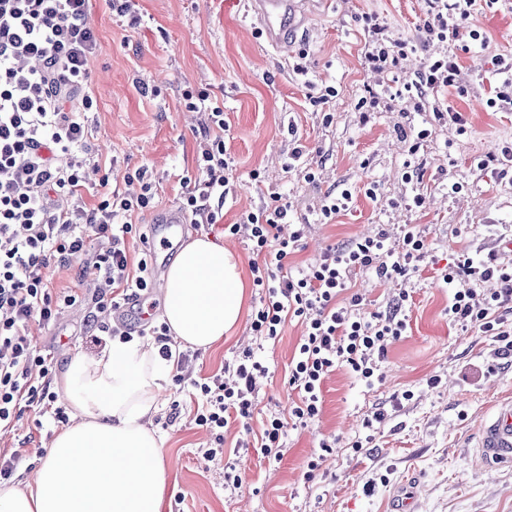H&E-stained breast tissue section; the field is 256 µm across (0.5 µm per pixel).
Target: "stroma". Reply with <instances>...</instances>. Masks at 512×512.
Listing matches in <instances>:
<instances>
[{"label":"stroma","instance_id":"1","mask_svg":"<svg viewBox=\"0 0 512 512\" xmlns=\"http://www.w3.org/2000/svg\"><path fill=\"white\" fill-rule=\"evenodd\" d=\"M242 0H138L139 24L112 10L108 0H91L88 25L96 37L87 70L93 104L81 119L98 166L83 192L96 201L101 176L122 194L137 195L150 183L153 200L135 214L141 227L170 206L181 205L183 178L199 176L198 144L207 116L187 108L186 94H206L224 111V142L236 171L224 201L221 224L189 225L185 240L206 235L223 241L240 262L247 281L246 312L232 333L208 350H188V372L201 380L224 372L244 347L254 345L250 310L257 293L250 281L252 255L242 237L228 236L234 224L264 200L263 190L276 188L291 206L288 219L307 227L302 249L289 265L300 269L330 247L386 229L392 246H401L404 225L417 226L428 250L415 277L407 283L382 280L361 271L351 279L365 313H385L401 289L411 291L402 312L409 327L392 344L382 365L383 379L365 388L344 369H336L323 385L319 418L303 429L289 430L287 452L271 466L256 455L238 457L239 424L224 435V456L201 457L211 436L196 426L197 399L192 388L169 384L165 401L149 428L164 440L168 483L161 512H391L393 498L416 487L415 512H512V466L493 472L475 462L474 445L482 418L498 401L512 399V366L485 373L492 337L479 329L448 321V291L442 270L464 250L499 256L512 238V172L507 176L477 171L474 158L512 142V111L487 108L491 60L512 54V5L495 0L481 6L468 24L480 29L484 43L462 54L466 97L455 105L468 119L469 132L458 135L448 121L418 112L410 100L390 101L384 92L389 75L364 60L368 39L361 14L384 18L386 45L417 41L419 27L431 11V0H309L292 32V46L279 52L260 37ZM304 59L308 77L292 72ZM335 95L324 98L322 87ZM376 103L359 113L356 105L366 89ZM429 129L416 155L424 177L422 208L405 203L410 193L403 175L409 144L398 127ZM302 147L314 182L305 181L285 164L294 147ZM144 178H136V170ZM258 180H251L252 172ZM462 192H448L451 183ZM374 185L376 198L365 189ZM349 189L348 210L326 223L316 213L328 192ZM55 291L81 287L83 304L65 308L53 326L31 322L29 331L60 372L79 353L99 347L86 334L94 310L95 288L80 280L76 265L49 270ZM304 327L286 321L281 335L265 343L261 356L269 372L258 382L259 405L251 421L260 430L269 412L287 411L294 396L288 366ZM439 377L430 387V377ZM408 391L411 400L395 403ZM382 409L372 447L351 448L361 434L363 418ZM62 427L53 410L26 406L13 430L0 433V457L21 455L9 479L26 485ZM334 448L324 455L322 473L306 476L307 462L321 442ZM240 462L241 489L224 487V466Z\"/></svg>","mask_w":512,"mask_h":512}]
</instances>
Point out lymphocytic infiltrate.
<instances>
[{
	"instance_id": "f902f5d3",
	"label": "lymphocytic infiltrate",
	"mask_w": 512,
	"mask_h": 512,
	"mask_svg": "<svg viewBox=\"0 0 512 512\" xmlns=\"http://www.w3.org/2000/svg\"><path fill=\"white\" fill-rule=\"evenodd\" d=\"M89 0H0V429L9 427L20 403L53 406L50 367L39 354L27 327L31 321L48 324L61 310L83 302L78 291L54 293L46 270L51 263L77 261L80 275L94 280L95 312L89 324L98 331L130 339L127 326L110 320L113 309L130 292L148 291L147 259L130 265L126 240L132 217L146 208V194L126 197L107 194L93 207L81 194L92 154L88 132L80 118L92 98L86 62L96 46L86 23ZM477 9V0H433L421 26L422 42H446L459 37L483 41L482 31L463 29V20ZM365 29L374 50L364 58L373 69L398 66L417 44L403 41L388 49L378 42L384 20L364 14ZM460 56L455 52L429 58L418 79L386 89L390 99L433 96L437 117L448 118L459 133L467 120L452 100L466 96L460 81ZM192 110L208 113L210 123L199 142L200 176L184 197L183 209L192 223L212 224L224 208L233 165L224 146V112L198 95ZM268 203L228 225L230 235H244L254 255L250 264L258 303L250 329L261 340L277 339L287 319L305 327L288 370V385L297 397L287 418H270L259 439L240 440L239 449L254 451L274 465L285 455L288 427H307L322 411V385L339 368L348 370L365 387L381 378L388 348L405 335L408 322L401 303L389 313L363 316L359 295L348 304L337 298L347 290L355 271L373 270L378 278L407 280L425 257V244L415 226L404 229L402 247L392 250L385 233L340 248L327 249L299 271L288 258L299 250L306 227L283 232L289 206L279 192ZM501 282V290H482L484 282ZM452 291L448 320L474 326L492 336V367L512 363V326L500 310L512 298V266L465 251L442 276ZM268 368L254 350H244L228 378L213 377L191 386L200 399L197 425L209 431L213 445L203 451L211 462L224 452V431L230 423L247 424L258 403L257 380Z\"/></svg>"
}]
</instances>
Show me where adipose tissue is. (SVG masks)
Instances as JSON below:
<instances>
[{
  "label": "adipose tissue",
  "instance_id": "obj_1",
  "mask_svg": "<svg viewBox=\"0 0 512 512\" xmlns=\"http://www.w3.org/2000/svg\"><path fill=\"white\" fill-rule=\"evenodd\" d=\"M244 301L234 255L202 236L169 267L161 318L172 340L204 350L234 327ZM175 367L134 340L72 356L60 383L77 415L56 433L32 483L0 485V512H160L167 466L148 424Z\"/></svg>",
  "mask_w": 512,
  "mask_h": 512
}]
</instances>
